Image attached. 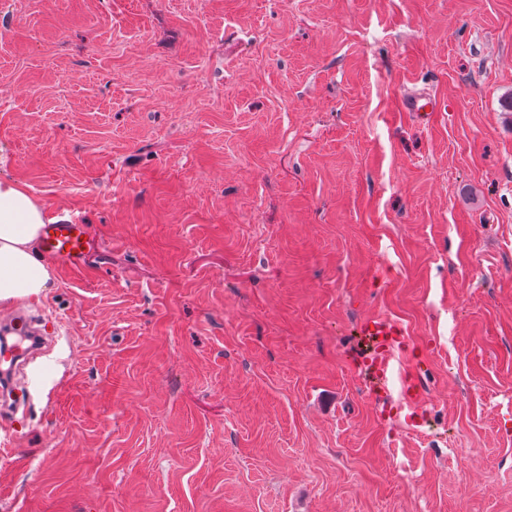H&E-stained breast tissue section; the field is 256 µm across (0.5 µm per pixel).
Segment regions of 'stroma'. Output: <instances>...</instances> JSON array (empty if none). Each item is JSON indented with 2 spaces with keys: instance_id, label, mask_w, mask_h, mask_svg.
<instances>
[{
  "instance_id": "stroma-1",
  "label": "stroma",
  "mask_w": 512,
  "mask_h": 512,
  "mask_svg": "<svg viewBox=\"0 0 512 512\" xmlns=\"http://www.w3.org/2000/svg\"><path fill=\"white\" fill-rule=\"evenodd\" d=\"M510 95L512 0H0V179L88 237L0 512H512ZM403 109L405 112H414L421 122H428L436 112V101L427 94L410 95L405 98ZM360 336L366 346L361 352L363 370L373 382V392H384L394 375L390 350L404 342L405 332L393 319L376 317L360 326Z\"/></svg>"
}]
</instances>
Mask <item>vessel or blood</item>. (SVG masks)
<instances>
[{
    "label": "vessel or blood",
    "mask_w": 512,
    "mask_h": 512,
    "mask_svg": "<svg viewBox=\"0 0 512 512\" xmlns=\"http://www.w3.org/2000/svg\"><path fill=\"white\" fill-rule=\"evenodd\" d=\"M403 109L426 122L436 110V101L427 94L410 95L405 98ZM85 236L84 225L73 219H51L43 227L42 250L58 267L72 270L78 268L83 260ZM360 335L365 343L361 353L363 369L373 382L374 392L385 391L389 378L394 374L390 351L403 343L404 330L393 319L376 317L361 325Z\"/></svg>",
    "instance_id": "b4317fda"
}]
</instances>
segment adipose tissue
Wrapping results in <instances>:
<instances>
[{
    "label": "adipose tissue",
    "mask_w": 512,
    "mask_h": 512,
    "mask_svg": "<svg viewBox=\"0 0 512 512\" xmlns=\"http://www.w3.org/2000/svg\"><path fill=\"white\" fill-rule=\"evenodd\" d=\"M45 219L25 189L0 180V310L41 299L54 285L51 265L39 250Z\"/></svg>",
    "instance_id": "1"
}]
</instances>
